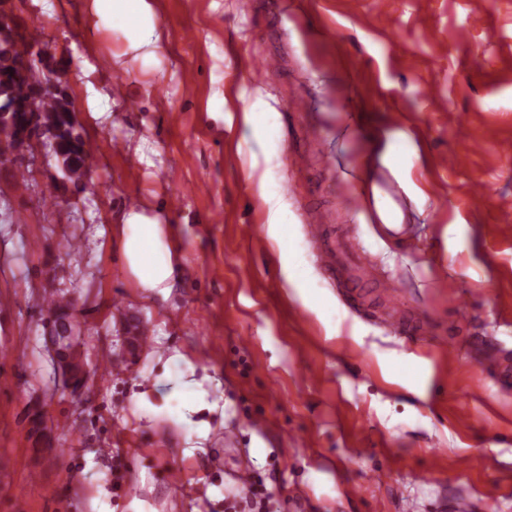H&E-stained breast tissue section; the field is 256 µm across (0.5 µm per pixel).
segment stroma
Masks as SVG:
<instances>
[{
    "instance_id": "1",
    "label": "stroma",
    "mask_w": 512,
    "mask_h": 512,
    "mask_svg": "<svg viewBox=\"0 0 512 512\" xmlns=\"http://www.w3.org/2000/svg\"><path fill=\"white\" fill-rule=\"evenodd\" d=\"M146 2L142 19L0 0L37 35L34 62L68 93L93 158L81 188L37 135L0 161V512H230L244 467L302 512H432L460 491L475 512H512V391L490 360L512 353V0H281L251 15L238 0ZM471 13L488 25L463 46ZM151 31L156 53H129ZM266 54L277 71L255 68ZM292 146L332 162L291 173ZM373 154L406 197L400 242L355 211ZM130 196L179 244L167 294L142 288L123 253ZM314 206L404 302L445 324L459 298L470 344L453 355L437 336H397L372 284L328 286L300 220ZM50 291L76 303L89 374L75 395L46 349ZM139 322L149 347L123 351ZM183 382L210 404L188 420Z\"/></svg>"
}]
</instances>
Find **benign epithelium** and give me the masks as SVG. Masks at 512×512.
Listing matches in <instances>:
<instances>
[{"label": "benign epithelium", "mask_w": 512, "mask_h": 512, "mask_svg": "<svg viewBox=\"0 0 512 512\" xmlns=\"http://www.w3.org/2000/svg\"><path fill=\"white\" fill-rule=\"evenodd\" d=\"M46 336L62 385L72 392L81 388L88 366L79 351L81 328L72 312L47 319Z\"/></svg>", "instance_id": "obj_1"}]
</instances>
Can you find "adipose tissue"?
Wrapping results in <instances>:
<instances>
[{"instance_id": "obj_1", "label": "adipose tissue", "mask_w": 512, "mask_h": 512, "mask_svg": "<svg viewBox=\"0 0 512 512\" xmlns=\"http://www.w3.org/2000/svg\"><path fill=\"white\" fill-rule=\"evenodd\" d=\"M123 248L142 287L168 288L173 246L165 242L161 225L146 223L144 216L131 213L124 227Z\"/></svg>"}]
</instances>
